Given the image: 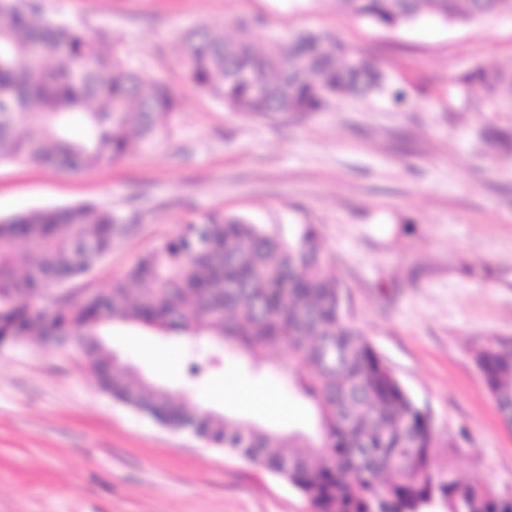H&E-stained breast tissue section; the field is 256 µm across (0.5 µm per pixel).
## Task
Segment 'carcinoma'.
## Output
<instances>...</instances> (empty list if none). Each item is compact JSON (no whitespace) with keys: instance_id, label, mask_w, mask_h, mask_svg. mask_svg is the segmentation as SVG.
Listing matches in <instances>:
<instances>
[{"instance_id":"carcinoma-1","label":"carcinoma","mask_w":512,"mask_h":512,"mask_svg":"<svg viewBox=\"0 0 512 512\" xmlns=\"http://www.w3.org/2000/svg\"><path fill=\"white\" fill-rule=\"evenodd\" d=\"M338 2L387 30L512 13V0ZM40 11L38 0H0L1 162L88 170L168 128L178 103L166 84L143 82L94 35L36 21ZM236 27L233 37L207 28L182 37L190 81L231 112L288 122L348 96L380 95L399 108L411 103L406 86L335 33L269 37L263 48L256 41L263 19ZM458 83L465 94L481 86L493 111L512 110V70L484 68ZM485 137L512 151L511 131L491 128ZM131 228L124 216L92 203L0 219V341L74 342L112 399L263 466L299 490L314 512H512V496L433 468L432 422L343 312V285L316 225L286 241L243 216L208 213L183 221L110 288L89 287L84 278ZM75 283L84 295L66 302L55 296ZM116 321L188 340L204 336L257 363L268 347L284 345L288 387L310 402L315 436H280L191 408L183 397L131 378L104 340ZM476 362L512 426V342L478 350Z\"/></svg>"}]
</instances>
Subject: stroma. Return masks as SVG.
I'll return each mask as SVG.
<instances>
[{
	"label": "stroma",
	"mask_w": 512,
	"mask_h": 512,
	"mask_svg": "<svg viewBox=\"0 0 512 512\" xmlns=\"http://www.w3.org/2000/svg\"><path fill=\"white\" fill-rule=\"evenodd\" d=\"M116 44L144 82L161 81L179 109L152 145L111 165L67 173L0 164V218L85 202L136 216L99 260L92 287L108 288L182 220L212 211L249 217L283 237L321 230L346 286L344 306L434 426V467L512 492V429L501 422L475 353L512 337V152L483 138L512 131L480 89L457 83L486 66L512 70V16L469 23L421 20L390 31L336 0H41ZM261 15L272 33L336 32L373 55L414 102L346 97L288 124L231 112L188 79L180 48L199 26L235 31ZM107 341L145 378L276 432L306 429L309 403L289 390L288 353L261 372L217 353L210 373H185L184 340L115 323ZM223 380L225 401L211 402ZM241 386L273 392L288 415L237 405ZM0 512H311L297 489L262 466L172 430L112 399L70 344L31 336L0 348Z\"/></svg>",
	"instance_id": "obj_1"
}]
</instances>
